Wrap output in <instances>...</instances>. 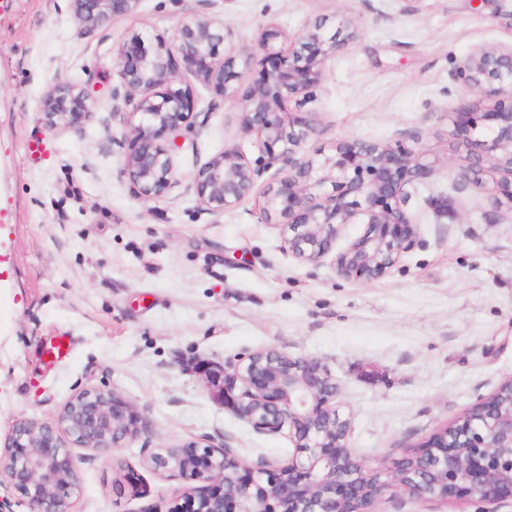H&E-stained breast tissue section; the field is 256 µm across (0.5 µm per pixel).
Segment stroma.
I'll use <instances>...</instances> for the list:
<instances>
[{
  "mask_svg": "<svg viewBox=\"0 0 512 512\" xmlns=\"http://www.w3.org/2000/svg\"><path fill=\"white\" fill-rule=\"evenodd\" d=\"M195 9L230 26L234 54L267 25L295 36L315 18L358 33L326 63L301 153L344 140L402 143L431 175L409 187L418 242L382 278L336 275L331 256L296 258L252 193L216 215L181 186L149 203L121 173L112 49L129 29L171 37ZM512 45V0H140L79 34L71 0H0V449L20 418L51 420L83 389L116 390L151 433L109 452L74 449L75 512H141L186 483L156 454L200 437L248 466L288 459V431L260 434L212 395L200 361L275 348L325 363L350 418L348 446L383 469L512 378V208L461 187L467 154L453 111L471 99L453 75L482 47ZM91 82L83 129L50 134L41 100L56 78ZM198 108L173 154L182 182L238 145L234 104L194 87ZM43 143L45 153L27 146ZM71 340L66 359L47 350ZM377 512H512V499L448 502L391 489Z\"/></svg>",
  "mask_w": 512,
  "mask_h": 512,
  "instance_id": "stroma-1",
  "label": "stroma"
}]
</instances>
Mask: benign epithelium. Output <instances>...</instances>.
I'll list each match as a JSON object with an SVG mask.
<instances>
[{
	"instance_id": "obj_1",
	"label": "benign epithelium",
	"mask_w": 512,
	"mask_h": 512,
	"mask_svg": "<svg viewBox=\"0 0 512 512\" xmlns=\"http://www.w3.org/2000/svg\"><path fill=\"white\" fill-rule=\"evenodd\" d=\"M83 31L135 10L139 0H72ZM281 32L264 30L245 57L225 49L233 30L208 14L190 10L172 37L146 38L128 31L112 52L118 82L112 87V117L127 142L121 172L146 204L180 185L172 150L195 109L191 82L212 88L238 106L244 133L255 136L260 159L250 162L235 145L199 164L184 191L203 209L221 215L234 208L274 165L288 175L266 185L262 219L279 218L284 242L298 259L317 263L328 253L338 227L362 217L364 233L333 258L340 277L376 280L398 262L418 235L406 210L405 186L431 172L422 154L402 143L341 141L317 159L298 157L316 124L305 108L316 96L327 60L341 47L324 23L305 25L288 51L273 50ZM223 57H218L219 49ZM262 55V75L245 91L235 81L239 64ZM457 75L471 90L497 98L498 109L477 111L476 103L455 113L458 131L483 137L485 152L470 154L459 168L465 185L483 186L495 175L496 201L512 208V48H480L459 65ZM92 98L89 86L55 82L41 102L52 133L84 126ZM294 102L290 112L286 103ZM220 379L216 395L261 433L289 429L295 452L288 460L246 466L228 447L199 438L153 457L162 468L197 483L181 505L142 512H372L382 492L397 487L417 496L448 500L512 497V405L482 397L444 430L389 469L356 459L347 445L350 419L331 401L339 385L322 361L276 349L257 351L203 369ZM149 434L136 406L115 390L89 388L68 400L50 422L19 419L0 452L6 477L27 512H73L79 471L70 449L104 453Z\"/></svg>"
}]
</instances>
